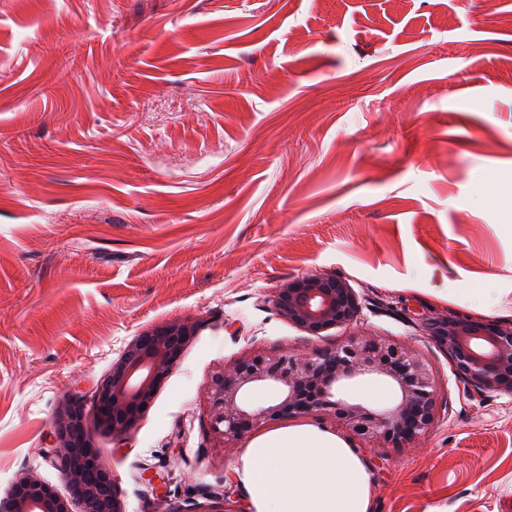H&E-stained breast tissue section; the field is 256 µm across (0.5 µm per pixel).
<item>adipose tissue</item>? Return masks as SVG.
Listing matches in <instances>:
<instances>
[{"label":"adipose tissue","mask_w":512,"mask_h":512,"mask_svg":"<svg viewBox=\"0 0 512 512\" xmlns=\"http://www.w3.org/2000/svg\"><path fill=\"white\" fill-rule=\"evenodd\" d=\"M236 471L252 512H374L366 459L317 426L279 427L256 437Z\"/></svg>","instance_id":"ef3b65f1"}]
</instances>
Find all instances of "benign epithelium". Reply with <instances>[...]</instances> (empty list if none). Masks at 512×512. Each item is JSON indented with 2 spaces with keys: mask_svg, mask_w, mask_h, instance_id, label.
<instances>
[{
  "mask_svg": "<svg viewBox=\"0 0 512 512\" xmlns=\"http://www.w3.org/2000/svg\"><path fill=\"white\" fill-rule=\"evenodd\" d=\"M277 314L311 336L357 321L361 300L336 275L310 273L283 282L274 292ZM427 336L447 355L468 388L512 396V323L464 315L425 319ZM197 333L189 318H177L133 337L90 400L62 396L52 416L51 460L69 484L66 498L35 476L17 479L0 496V512H125L112 472L96 451V438L121 441L140 425L146 409ZM375 376L393 391L391 404L368 406L344 394L358 376ZM258 388L274 392L262 405L246 401ZM441 386L432 366L408 344L355 335L331 352L288 349L254 351L216 371L208 385L215 437L225 448L269 421L298 415L332 418L345 431L375 448L401 447L421 438L438 417ZM100 480H93L91 472ZM235 490L211 496L205 512H234Z\"/></svg>",
  "mask_w": 512,
  "mask_h": 512,
  "instance_id": "1",
  "label": "benign epithelium"
}]
</instances>
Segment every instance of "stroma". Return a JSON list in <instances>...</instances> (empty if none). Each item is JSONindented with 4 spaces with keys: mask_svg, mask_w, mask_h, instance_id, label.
Instances as JSON below:
<instances>
[{
    "mask_svg": "<svg viewBox=\"0 0 512 512\" xmlns=\"http://www.w3.org/2000/svg\"><path fill=\"white\" fill-rule=\"evenodd\" d=\"M315 272L349 281L356 324L277 315L275 289ZM455 313L512 321L499 0H0V494L27 474L65 491L58 399L190 317L138 429L97 437L126 512H204L235 479L215 371L354 334L415 346L441 383L419 442L360 443L376 512H512V397L465 388L421 324Z\"/></svg>",
    "mask_w": 512,
    "mask_h": 512,
    "instance_id": "obj_1",
    "label": "stroma"
}]
</instances>
